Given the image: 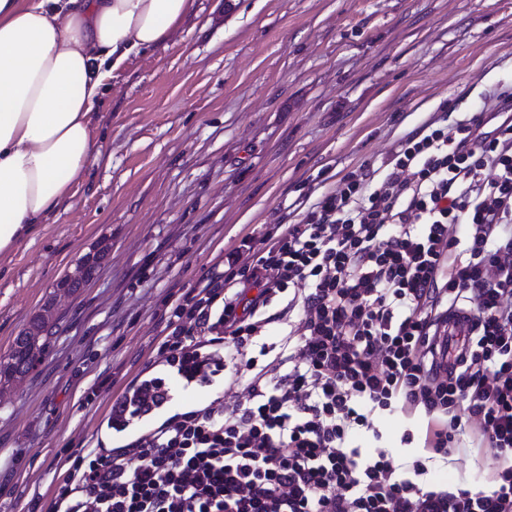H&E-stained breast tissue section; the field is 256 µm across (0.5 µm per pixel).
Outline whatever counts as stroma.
Wrapping results in <instances>:
<instances>
[{
	"mask_svg": "<svg viewBox=\"0 0 512 512\" xmlns=\"http://www.w3.org/2000/svg\"><path fill=\"white\" fill-rule=\"evenodd\" d=\"M168 46L132 58L96 109L99 161L29 238L0 251V355L46 302L55 326L22 381L0 383V512H46L58 465L109 453L114 397L160 371L174 301L264 225L381 164L436 113L512 96V0H195ZM106 249L76 294L57 285ZM356 430L395 464L423 456L420 413ZM502 460L461 435L418 484L489 489Z\"/></svg>",
	"mask_w": 512,
	"mask_h": 512,
	"instance_id": "obj_1",
	"label": "stroma"
}]
</instances>
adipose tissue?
<instances>
[{"label": "adipose tissue", "instance_id": "adipose-tissue-1", "mask_svg": "<svg viewBox=\"0 0 512 512\" xmlns=\"http://www.w3.org/2000/svg\"><path fill=\"white\" fill-rule=\"evenodd\" d=\"M195 0H0V251L71 196L100 154L112 73L172 40Z\"/></svg>", "mask_w": 512, "mask_h": 512}]
</instances>
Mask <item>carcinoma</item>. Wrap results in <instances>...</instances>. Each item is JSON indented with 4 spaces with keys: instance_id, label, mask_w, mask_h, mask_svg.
Returning a JSON list of instances; mask_svg holds the SVG:
<instances>
[{
    "instance_id": "obj_1",
    "label": "carcinoma",
    "mask_w": 512,
    "mask_h": 512,
    "mask_svg": "<svg viewBox=\"0 0 512 512\" xmlns=\"http://www.w3.org/2000/svg\"><path fill=\"white\" fill-rule=\"evenodd\" d=\"M103 250L87 254L77 264L75 270L66 275L58 287L71 293L77 292L93 275ZM54 323L51 305H44L32 318L29 327L16 336L7 354L0 356V380L10 382L25 377L45 353L47 334Z\"/></svg>"
}]
</instances>
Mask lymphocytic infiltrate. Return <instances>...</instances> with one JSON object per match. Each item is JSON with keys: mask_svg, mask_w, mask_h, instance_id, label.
Segmentation results:
<instances>
[{"mask_svg": "<svg viewBox=\"0 0 512 512\" xmlns=\"http://www.w3.org/2000/svg\"><path fill=\"white\" fill-rule=\"evenodd\" d=\"M288 290L299 318L270 375L247 349ZM454 308L474 332L444 377L432 340ZM166 329L164 363L208 377L232 362L221 394L74 460L49 512H512V99L426 122L300 222L246 237ZM395 402L425 410L427 452L467 430L506 460L496 490H425L352 446Z\"/></svg>", "mask_w": 512, "mask_h": 512, "instance_id": "f902f5d3", "label": "lymphocytic infiltrate"}]
</instances>
